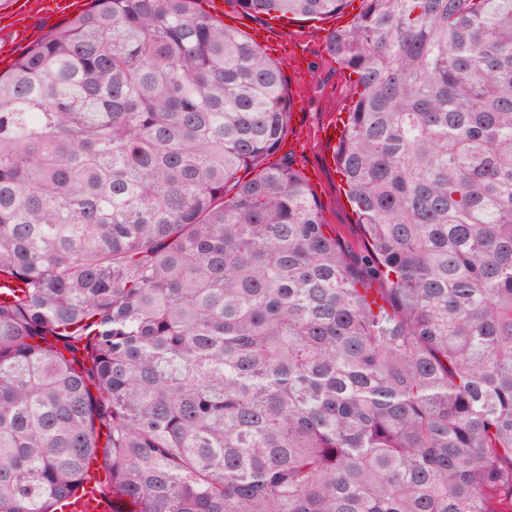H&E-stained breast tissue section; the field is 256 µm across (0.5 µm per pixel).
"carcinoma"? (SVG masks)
Instances as JSON below:
<instances>
[{
    "label": "carcinoma",
    "mask_w": 512,
    "mask_h": 512,
    "mask_svg": "<svg viewBox=\"0 0 512 512\" xmlns=\"http://www.w3.org/2000/svg\"><path fill=\"white\" fill-rule=\"evenodd\" d=\"M197 2L91 0L0 74V512L100 459L130 512H512V0L328 30L353 261L264 165L282 64Z\"/></svg>",
    "instance_id": "carcinoma-1"
}]
</instances>
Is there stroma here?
Here are the masks:
<instances>
[{"instance_id":"1","label":"stroma","mask_w":512,"mask_h":512,"mask_svg":"<svg viewBox=\"0 0 512 512\" xmlns=\"http://www.w3.org/2000/svg\"><path fill=\"white\" fill-rule=\"evenodd\" d=\"M328 25L324 22L301 21L288 24L283 30L268 31L269 39L279 36L303 38L310 49L309 70L303 74H289L288 91L304 94L309 110L303 123H291L288 135L307 143L306 151L293 160V168L301 172L319 170L320 177L313 188L321 206L322 219L329 224L347 254L356 255L365 249V238L360 225L339 191L340 177L330 158V151L318 139L317 129L327 119L329 110L340 107L347 100L348 70L331 61L323 51Z\"/></svg>"}]
</instances>
